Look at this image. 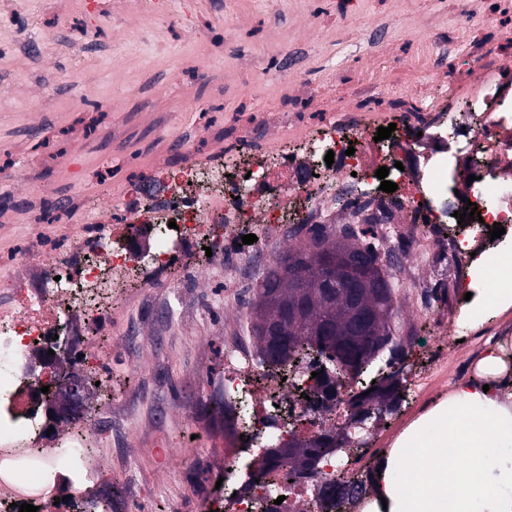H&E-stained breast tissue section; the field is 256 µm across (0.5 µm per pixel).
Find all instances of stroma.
<instances>
[{
    "instance_id": "35a3bbf8",
    "label": "stroma",
    "mask_w": 512,
    "mask_h": 512,
    "mask_svg": "<svg viewBox=\"0 0 512 512\" xmlns=\"http://www.w3.org/2000/svg\"><path fill=\"white\" fill-rule=\"evenodd\" d=\"M352 3L345 15L337 0H0V277L28 242L107 219L128 181L153 198L156 170L284 155L344 112L422 115L434 75L461 107L469 99L457 97L458 83L512 80V14L487 28L490 0ZM245 249L240 236H222L207 250H177L167 266L143 265L72 343L112 355L77 375L112 387L111 398L89 396L83 413L124 512L139 501L146 512H196L224 474L212 384L258 282H226L222 258ZM456 270L448 251L421 274L445 286L437 323L402 312L394 331L411 341L395 364L400 379L438 362L448 373L383 414L356 451L358 473L447 399L461 368L475 369L496 341L512 345V311L476 328L460 322ZM193 431L191 459L174 468L170 451Z\"/></svg>"
}]
</instances>
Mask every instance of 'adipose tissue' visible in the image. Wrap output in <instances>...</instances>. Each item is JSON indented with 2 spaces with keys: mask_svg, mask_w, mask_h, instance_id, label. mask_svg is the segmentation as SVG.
I'll return each instance as SVG.
<instances>
[{
  "mask_svg": "<svg viewBox=\"0 0 512 512\" xmlns=\"http://www.w3.org/2000/svg\"><path fill=\"white\" fill-rule=\"evenodd\" d=\"M471 268L461 319L478 326L512 309V250L482 254ZM506 353L501 342L486 349L476 379L459 381L396 441L375 480V495L387 505L374 512H512Z\"/></svg>",
  "mask_w": 512,
  "mask_h": 512,
  "instance_id": "obj_1",
  "label": "adipose tissue"
}]
</instances>
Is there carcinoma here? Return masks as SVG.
Here are the masks:
<instances>
[{
    "instance_id": "1",
    "label": "carcinoma",
    "mask_w": 512,
    "mask_h": 512,
    "mask_svg": "<svg viewBox=\"0 0 512 512\" xmlns=\"http://www.w3.org/2000/svg\"><path fill=\"white\" fill-rule=\"evenodd\" d=\"M308 233V244L288 249L266 270L251 302L258 353L274 370L294 354L300 362L315 352L338 372L359 373L385 347L392 355L404 351L394 341V285L367 231L346 225L336 235L317 224ZM336 252L369 264L368 286L354 297L327 285L323 256Z\"/></svg>"
}]
</instances>
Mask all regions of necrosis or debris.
Returning <instances> with one entry per match:
<instances>
[{"label":"necrosis or debris","mask_w":512,"mask_h":512,"mask_svg":"<svg viewBox=\"0 0 512 512\" xmlns=\"http://www.w3.org/2000/svg\"><path fill=\"white\" fill-rule=\"evenodd\" d=\"M478 98L483 110L470 117L442 102L424 122L382 116V124L396 126L383 148L369 137V124L341 119L323 124L284 158L291 173L281 181L272 179L263 155L165 172L160 202L123 201L118 229L133 234L162 227L150 256L162 265L172 250L213 238L210 214L223 209L225 223L250 225L257 237L250 251L225 260L224 277L234 281L266 260L271 241L293 242L297 224H366L384 250L397 254L390 276L430 266L437 251L449 248L458 265L455 282L463 284L471 279L472 253L487 251L494 224L504 227L502 239L512 243V91L494 79ZM330 152L338 159L332 166L325 162ZM389 160L394 166L388 178L400 189L393 197L380 193L376 177ZM468 201L476 203L478 218L455 222ZM96 237L95 258L61 272L39 292L0 279V293L15 303L0 314V360L8 364L0 370V512H10L14 503L51 512L53 491L63 482L73 487L84 512H105L109 505L101 490L110 476L88 453L92 427L78 419L65 441L40 440L37 394L41 387L60 385L56 367L71 362V355L58 353L55 367L44 371L32 367L62 313L97 321L112 303L113 287L143 264L135 248L115 247L101 230ZM335 381L329 391L324 375L308 368L271 374L240 339H228L218 391L233 419L232 453L224 461L223 496L202 501L200 512H256L260 497L274 488L284 496L277 512H321L319 486L344 481L351 461L326 454L315 471L287 484L281 467L266 466L265 446L272 436L283 443L345 431L356 380L347 371Z\"/></svg>","instance_id":"necrosis-or-debris-1"}]
</instances>
